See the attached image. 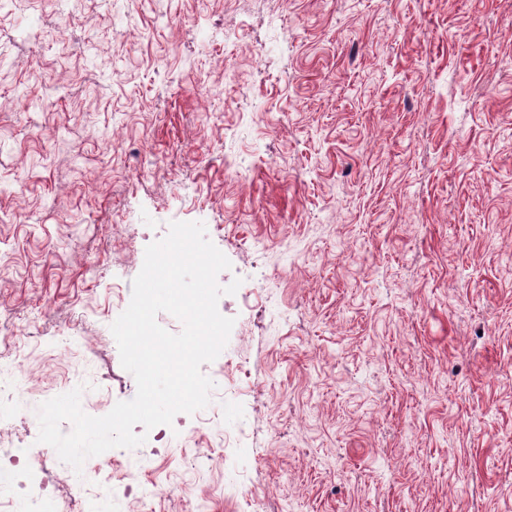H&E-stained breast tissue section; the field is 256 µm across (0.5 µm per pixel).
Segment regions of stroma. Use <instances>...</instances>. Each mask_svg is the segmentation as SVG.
<instances>
[{"label":"stroma","mask_w":512,"mask_h":512,"mask_svg":"<svg viewBox=\"0 0 512 512\" xmlns=\"http://www.w3.org/2000/svg\"><path fill=\"white\" fill-rule=\"evenodd\" d=\"M0 58L32 398H134L111 326L170 223L241 282L209 405L121 512H512V0H8ZM38 433L0 420V453L105 512L116 481Z\"/></svg>","instance_id":"1"}]
</instances>
